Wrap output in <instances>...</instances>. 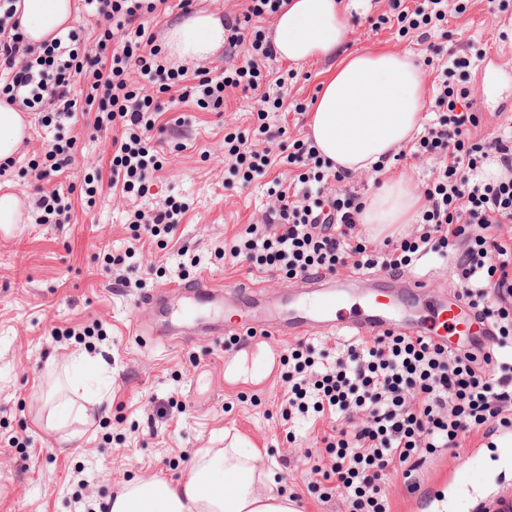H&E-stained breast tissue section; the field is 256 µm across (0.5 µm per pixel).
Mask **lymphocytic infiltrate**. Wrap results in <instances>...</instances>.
Here are the masks:
<instances>
[{
  "label": "lymphocytic infiltrate",
  "mask_w": 512,
  "mask_h": 512,
  "mask_svg": "<svg viewBox=\"0 0 512 512\" xmlns=\"http://www.w3.org/2000/svg\"><path fill=\"white\" fill-rule=\"evenodd\" d=\"M167 0H86L109 23L96 51H82L73 34L25 45L12 31L13 0H0V99L28 110L51 103L57 120L73 119L79 104L73 75L88 71L104 90L101 111L109 123H121L115 141L112 183L122 192L144 193L160 167L146 139L161 112L153 97L141 94L132 80L138 71L148 80H174L194 75L200 107H220L224 92H260L263 85H282L266 64L276 52L262 26L288 0H245L241 13L224 19V50L239 56L223 76L210 78L205 69L168 68L160 64L161 48L145 22ZM466 0H421L396 17L379 16L377 25L397 21L400 34L420 31L429 38L449 17H461ZM111 50L108 71L97 70V51ZM486 51L470 43L466 54L449 53L438 66L436 92L426 122L409 152L412 158L437 162L417 211L418 230L375 245L359 236L364 210L360 195L345 187L349 172L333 169L312 142L297 140L288 154L273 153L278 134L267 123L279 110L280 98L262 94L257 124L249 134L224 137L225 154L234 175L247 184L278 165L297 168L298 193L281 180L268 189L281 206L271 223L250 224L230 248L252 270L304 278L313 273L338 274L411 266L426 255L439 259L456 252L460 294L483 318L492 320L496 351L478 355L470 349L448 350L432 338L387 332L336 342L333 353L316 351L306 342L289 348L288 388L281 401L288 423L309 414L330 416L333 424L322 442L327 460L311 467L312 487L334 484L343 490L347 512H392L385 491L387 477L399 468L415 470L424 456L456 448L462 437L512 428V243L500 234L512 223V134L473 139L479 118L472 110L470 70ZM499 174L489 178L488 162ZM341 182L331 190V181ZM186 212L184 204L167 202L163 209L135 211V229L156 237L175 232ZM363 416L354 425V416Z\"/></svg>",
  "instance_id": "1"
}]
</instances>
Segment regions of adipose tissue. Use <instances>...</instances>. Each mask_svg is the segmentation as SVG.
<instances>
[{
  "instance_id": "1",
  "label": "adipose tissue",
  "mask_w": 512,
  "mask_h": 512,
  "mask_svg": "<svg viewBox=\"0 0 512 512\" xmlns=\"http://www.w3.org/2000/svg\"><path fill=\"white\" fill-rule=\"evenodd\" d=\"M80 0H16L27 44L66 32ZM277 55L295 64L336 56L348 20L341 0H290L272 23ZM224 45V21L199 12L175 24L167 48L181 60H203ZM426 106L424 76L409 54L371 51L349 55L323 82L309 115V137L336 168L372 172L419 128ZM17 106L0 103V160L11 159L27 138ZM418 199L401 177H386L360 221L371 238L406 223ZM257 449L233 444L208 449L177 483L134 481L112 501L111 512H302L279 490L272 471L259 465Z\"/></svg>"
}]
</instances>
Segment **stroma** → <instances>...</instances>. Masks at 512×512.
Returning <instances> with one entry per match:
<instances>
[{
  "instance_id": "35a3bbf8",
  "label": "stroma",
  "mask_w": 512,
  "mask_h": 512,
  "mask_svg": "<svg viewBox=\"0 0 512 512\" xmlns=\"http://www.w3.org/2000/svg\"><path fill=\"white\" fill-rule=\"evenodd\" d=\"M166 14L150 19L157 40L188 13L241 12L244 0H193L181 10L169 0ZM350 25L346 52L410 53L423 66L427 94L435 92L437 65L449 52L464 53L470 42L485 44L488 56L512 54V39L500 40L507 14L488 0H469L468 26L449 19L447 36L432 32L441 53L435 67L425 66V46L417 34L372 29L369 21L390 13L392 0H343ZM334 59L296 66L277 59L273 69L285 77L280 111L270 113L284 143L306 138L307 112L297 103L318 95ZM183 84L168 92L151 88L163 113L151 143L163 167L145 193L122 194L112 187L110 162L117 128L96 130L97 111L77 113L59 123L47 113H27V142L0 176V186L23 200L26 217L0 225V512H95L111 507L129 482L162 478L178 481L206 448H220L225 434L238 435L261 448L263 462L280 474L282 484L299 497L305 512H343L342 494L322 500L308 491L310 468L324 454L317 434L328 418L288 428L281 416L287 387L281 359L289 344L277 334L236 346L228 336H203L164 344L150 336L154 319L141 304L159 287L206 276L227 285L262 283L272 301L293 294L298 281L249 273L242 259L225 256L246 225L263 223L274 205L263 180L232 184L224 157V136L249 129L257 96L227 91L220 109L198 107ZM477 137L496 131L501 109H512V77L501 78L495 97H477ZM70 143L71 160L62 171L38 177L32 160L55 142ZM96 186L88 194V186ZM68 190L67 217L36 223V204L55 188ZM187 204L174 236L164 242L134 239L133 211L162 208L168 200ZM127 258L118 274L102 268L109 257ZM423 278L419 299L405 306L413 319L428 318L438 304L452 300L460 285L451 262L423 258L398 274L396 289ZM84 379L86 417L66 428H48L49 400L65 377ZM408 489L402 473L386 481L392 512H487L502 491H512V448L494 437L473 435L461 447L428 458Z\"/></svg>"
}]
</instances>
